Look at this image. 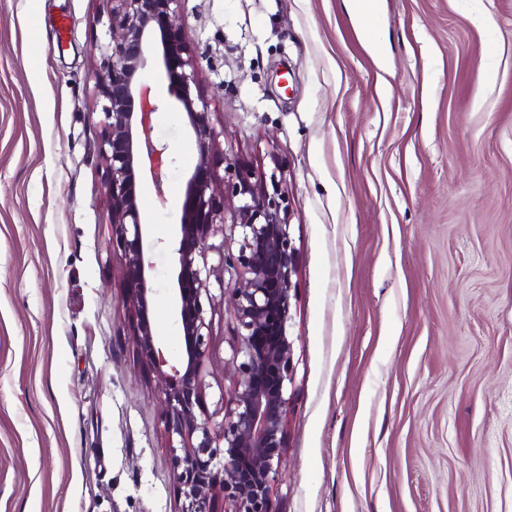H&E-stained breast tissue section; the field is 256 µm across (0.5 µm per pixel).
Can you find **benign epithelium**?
I'll use <instances>...</instances> for the list:
<instances>
[{
	"mask_svg": "<svg viewBox=\"0 0 512 512\" xmlns=\"http://www.w3.org/2000/svg\"><path fill=\"white\" fill-rule=\"evenodd\" d=\"M109 2L110 41L93 76V94L104 101L100 157L107 169L110 240L124 264L137 356L152 372L164 406L173 477L184 498L181 512H212L220 496L232 503V512H276L273 483L287 448V392L295 376L288 323L297 269L288 192L279 169L268 172L225 154L224 174H218L220 133L210 124L208 105L196 104L192 96L196 66L180 35L185 0ZM154 52L160 54L169 92L182 105L199 152L173 242L178 273L172 298L184 339L176 365L153 333L155 288L137 199V177L145 168L164 198L166 146L153 126L158 106L152 87L140 79ZM217 235L222 245L216 249L217 263L211 264L208 241ZM213 277L222 283L235 336L229 357L236 372L233 408L221 417L202 400Z\"/></svg>",
	"mask_w": 512,
	"mask_h": 512,
	"instance_id": "obj_1",
	"label": "benign epithelium"
}]
</instances>
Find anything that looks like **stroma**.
<instances>
[{"label":"stroma","instance_id":"35a3bbf8","mask_svg":"<svg viewBox=\"0 0 512 512\" xmlns=\"http://www.w3.org/2000/svg\"><path fill=\"white\" fill-rule=\"evenodd\" d=\"M186 0L219 148L281 163L297 249L276 512H512V0ZM108 0H0V512H181L99 156ZM153 331L198 158L162 69ZM213 301L203 397L231 395Z\"/></svg>","mask_w":512,"mask_h":512}]
</instances>
